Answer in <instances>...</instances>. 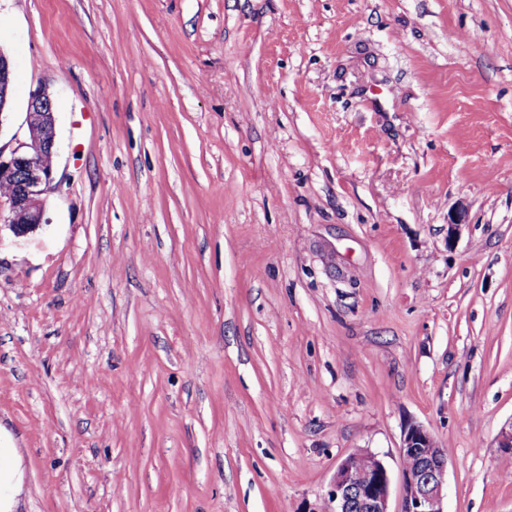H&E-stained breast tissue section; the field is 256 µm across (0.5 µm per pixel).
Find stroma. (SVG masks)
Segmentation results:
<instances>
[{
  "instance_id": "35a3bbf8",
  "label": "stroma",
  "mask_w": 512,
  "mask_h": 512,
  "mask_svg": "<svg viewBox=\"0 0 512 512\" xmlns=\"http://www.w3.org/2000/svg\"><path fill=\"white\" fill-rule=\"evenodd\" d=\"M16 512H321L407 424L445 512H512V0H0ZM465 222L449 231L448 217ZM14 66L8 55L0 50V126L4 122V112L8 104L9 90L13 84ZM26 124L27 138L15 139L7 156L0 147V181L10 183L12 188L9 194L0 196V222L7 224L17 238L46 224V195L54 189V167L43 163V158L51 163L57 149L53 101L45 90L31 95Z\"/></svg>"
}]
</instances>
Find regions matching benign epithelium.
<instances>
[{
  "label": "benign epithelium",
  "instance_id": "1",
  "mask_svg": "<svg viewBox=\"0 0 512 512\" xmlns=\"http://www.w3.org/2000/svg\"><path fill=\"white\" fill-rule=\"evenodd\" d=\"M14 66L0 50V129L13 84ZM28 136L15 142L9 154L0 148V181L11 192L0 196V222L17 238L27 236L45 219L46 195L53 189L54 167L43 163L55 155L56 119L51 96L34 92L26 112ZM400 460L415 458L418 466H401L400 509L390 508L391 477L378 456L367 450L347 455L338 465L328 496V512H445L448 456L424 427L405 428Z\"/></svg>",
  "mask_w": 512,
  "mask_h": 512
}]
</instances>
